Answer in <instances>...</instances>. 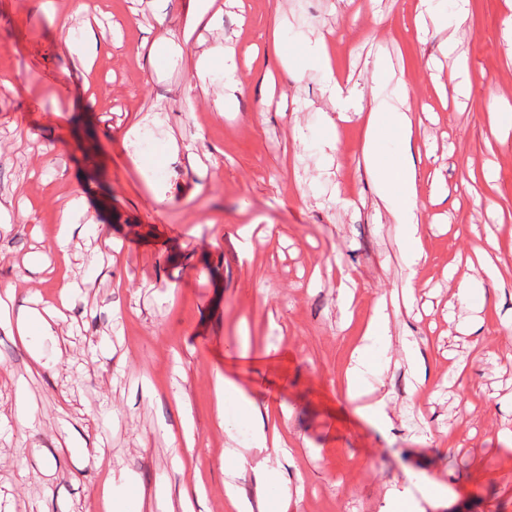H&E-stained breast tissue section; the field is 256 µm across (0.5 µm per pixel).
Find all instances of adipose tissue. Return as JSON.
<instances>
[{"label":"adipose tissue","instance_id":"obj_1","mask_svg":"<svg viewBox=\"0 0 512 512\" xmlns=\"http://www.w3.org/2000/svg\"><path fill=\"white\" fill-rule=\"evenodd\" d=\"M390 123L400 133L403 149L399 156L392 160L382 158L378 151L379 135L383 123ZM368 125L370 136L364 146V155L372 169L377 170L388 192L383 198L384 208L392 223L398 224L401 236L406 245L404 256L408 270H415L425 263L428 254L422 246V232L417 216V198L419 171L413 159L412 138L413 118L403 103L386 96L383 92H375L369 108ZM389 331V317L385 308H378L375 315L367 322L362 343L357 355L348 370L351 384L348 396L360 402L361 412L367 413L376 422H384L387 412L383 401L362 402L361 392L356 381L366 368L377 344L386 338ZM217 401L234 400L250 422L259 442H266L270 426L265 419L259 404L252 398L238 381L229 374L217 376L215 380Z\"/></svg>","mask_w":512,"mask_h":512}]
</instances>
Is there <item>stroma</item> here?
<instances>
[{
  "label": "stroma",
  "mask_w": 512,
  "mask_h": 512,
  "mask_svg": "<svg viewBox=\"0 0 512 512\" xmlns=\"http://www.w3.org/2000/svg\"><path fill=\"white\" fill-rule=\"evenodd\" d=\"M196 2L0 0V296L68 303L54 334L0 326V512H108L112 476L120 512H228L242 454L282 477L268 512H393L390 488L429 481L444 493L420 512H512V0H469L448 55L418 0H211L205 28ZM89 28L88 74L62 36ZM162 35L179 50L159 71L146 46ZM319 36L342 86L385 88L414 117L415 275L377 206L365 113L333 118L322 72L284 59ZM462 57L464 97L448 86ZM380 303L390 338L359 387L384 426L346 380ZM224 372L266 407L278 451L235 402L217 410Z\"/></svg>",
  "instance_id": "35a3bbf8"
}]
</instances>
